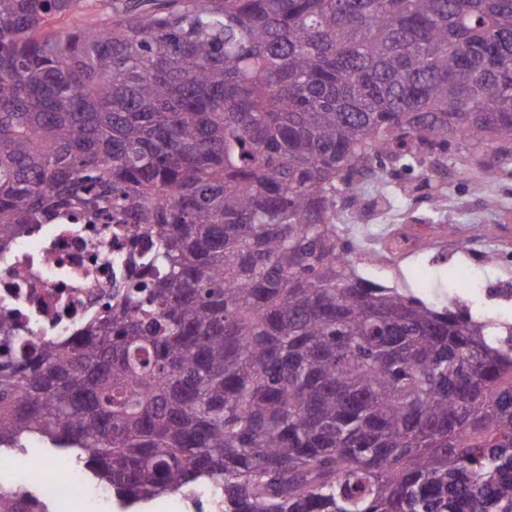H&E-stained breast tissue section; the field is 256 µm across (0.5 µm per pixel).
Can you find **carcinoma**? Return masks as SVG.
I'll return each mask as SVG.
<instances>
[{
	"mask_svg": "<svg viewBox=\"0 0 512 512\" xmlns=\"http://www.w3.org/2000/svg\"><path fill=\"white\" fill-rule=\"evenodd\" d=\"M0 0V249L60 208L146 238L65 344L15 353L0 448L78 451L130 505L512 512V323L357 272V182L512 155V0ZM0 512H51L0 489ZM84 7L77 12L54 20L55 28L89 27L97 24L104 13L122 6L125 0H84Z\"/></svg>",
	"mask_w": 512,
	"mask_h": 512,
	"instance_id": "1",
	"label": "carcinoma"
}]
</instances>
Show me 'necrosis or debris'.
<instances>
[{"label":"necrosis or debris","mask_w":512,"mask_h":512,"mask_svg":"<svg viewBox=\"0 0 512 512\" xmlns=\"http://www.w3.org/2000/svg\"><path fill=\"white\" fill-rule=\"evenodd\" d=\"M464 243L491 251L512 245L488 224H431L423 232L398 224L375 239L373 253L381 266L391 267L412 253ZM143 247L132 232L73 211L16 237L0 250V314L18 327L17 344L33 348L48 340L62 342L104 317L128 272L130 253ZM0 483L36 484L59 512L107 498L102 487L80 473L66 466L41 467L27 454L0 458Z\"/></svg>","instance_id":"4bbe7bcc"}]
</instances>
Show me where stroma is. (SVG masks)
<instances>
[{"mask_svg":"<svg viewBox=\"0 0 512 512\" xmlns=\"http://www.w3.org/2000/svg\"><path fill=\"white\" fill-rule=\"evenodd\" d=\"M448 202L442 209L432 205L419 170L393 178L390 202L379 208L370 223H354L349 234L353 243L379 237L394 224H501L512 228V161L493 151L477 159L464 158L456 147L447 154L430 157ZM512 269V252L496 253L494 262L473 266L464 253L452 256L424 253L403 259L396 269L360 266L372 281L412 292L429 303L447 304L449 298L466 299L471 312L512 321V304L490 300L487 291L499 287Z\"/></svg>","mask_w":512,"mask_h":512,"instance_id":"35a3bbf8","label":"stroma"}]
</instances>
